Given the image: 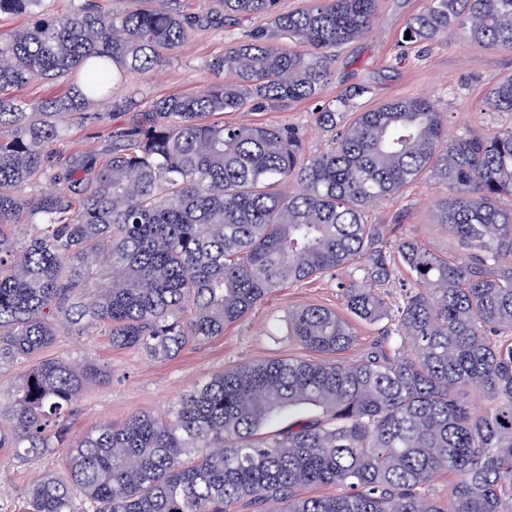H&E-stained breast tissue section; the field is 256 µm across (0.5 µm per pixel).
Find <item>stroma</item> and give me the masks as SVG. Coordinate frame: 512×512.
Returning <instances> with one entry per match:
<instances>
[{"label":"stroma","mask_w":512,"mask_h":512,"mask_svg":"<svg viewBox=\"0 0 512 512\" xmlns=\"http://www.w3.org/2000/svg\"><path fill=\"white\" fill-rule=\"evenodd\" d=\"M425 5L426 0H377L375 31L337 49L319 98L263 111L227 112L221 114V121L294 126L304 154L312 156L325 150L329 140L328 132L317 121L321 104L365 85L369 88L363 99L367 107L399 97L430 98L447 116L452 135L466 127L480 135L512 125V116L507 114L478 115L487 91L502 74L512 73V49L486 48L453 35L423 51L402 47L400 37L407 20ZM227 42L224 30H198L170 62L154 72L132 75L127 83L113 88L111 98L94 103L93 111L105 113V125L72 129L68 149L104 147L107 126L126 119L125 114L113 111V100L132 98L134 110L143 112L151 109L156 99L193 92L214 81L206 64L223 54ZM444 194V188L434 180L421 179L400 197L379 203L368 220L382 227L388 246L410 238L438 254L458 252L456 240L432 221L434 204ZM361 277V271L352 266L276 291L246 318L226 328L223 335L190 343L169 360L151 359L140 348L112 347L96 330L81 336L62 332L39 357L76 364L89 360L108 372L106 379L87 382L72 407L68 425L71 436L77 437L99 424L120 422L135 413H163L182 392L224 369L301 355V348L283 335L289 311L311 305L341 310L342 285ZM63 461L59 451L20 459L13 449L0 448V512H19L29 483L38 475L60 472Z\"/></svg>","instance_id":"stroma-1"}]
</instances>
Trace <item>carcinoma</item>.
<instances>
[{
	"mask_svg": "<svg viewBox=\"0 0 512 512\" xmlns=\"http://www.w3.org/2000/svg\"><path fill=\"white\" fill-rule=\"evenodd\" d=\"M0 0L26 17L0 35V370L51 346L60 329L101 328L112 346L160 360L224 335L272 292L353 264L344 312H288V340L314 358L243 363L181 394L165 414L135 413L71 438L65 422L91 361L45 359L0 399V447L19 458L66 449L63 476L40 475L25 512H512V126L448 136L427 97L356 109L357 86L322 105L329 148L306 157L298 131L226 126L223 112L316 99L336 49L375 29L376 0ZM261 17L208 70L235 77L130 111L101 150L65 153L70 128L105 121L89 108L133 73L169 62L192 32ZM453 34L512 49V0H427L401 44ZM72 81L31 106L16 90ZM481 114L512 115V74ZM446 189L433 211L463 254L403 240L396 275L369 209L423 176ZM55 187L42 191V185ZM388 321L375 350L330 362L354 324ZM320 416L273 434L276 416ZM448 475V502L431 493ZM334 485L332 495L299 496Z\"/></svg>",
	"mask_w": 512,
	"mask_h": 512,
	"instance_id": "cac0c4a2",
	"label": "carcinoma"
}]
</instances>
